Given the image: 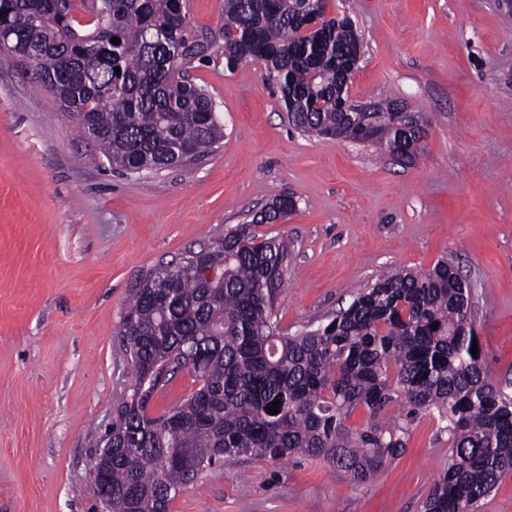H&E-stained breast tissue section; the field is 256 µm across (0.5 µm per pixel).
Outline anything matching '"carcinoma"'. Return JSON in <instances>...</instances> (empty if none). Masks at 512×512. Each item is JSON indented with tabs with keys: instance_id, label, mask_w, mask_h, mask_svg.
<instances>
[{
	"instance_id": "obj_1",
	"label": "carcinoma",
	"mask_w": 512,
	"mask_h": 512,
	"mask_svg": "<svg viewBox=\"0 0 512 512\" xmlns=\"http://www.w3.org/2000/svg\"><path fill=\"white\" fill-rule=\"evenodd\" d=\"M47 2L0 0V35L126 174L181 166L224 139L209 91L189 74L222 58L229 69L263 61L266 84L302 132L410 163L414 134L428 127L420 112L395 111L393 98L369 115L342 111L359 37L330 11L333 0H224L217 34L190 25L177 0ZM315 12L331 17L307 37L303 24ZM295 209L279 195L252 224ZM214 265L224 269L219 281L204 275ZM287 274L288 243L238 224L132 285L122 336L136 379L107 434L112 455L96 463L112 512H168L226 458L320 459L363 484L405 451L420 413L448 433V465L423 512H478L512 475V391L485 368L469 290L448 260L380 276L328 323L294 334L276 315ZM182 370L199 388L150 416L160 383ZM275 400L278 412H266ZM404 404L405 415L390 413ZM359 408L368 418L353 426Z\"/></svg>"
}]
</instances>
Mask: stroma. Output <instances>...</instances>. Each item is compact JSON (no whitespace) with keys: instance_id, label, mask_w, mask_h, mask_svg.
Here are the masks:
<instances>
[{"instance_id":"obj_1","label":"stroma","mask_w":512,"mask_h":512,"mask_svg":"<svg viewBox=\"0 0 512 512\" xmlns=\"http://www.w3.org/2000/svg\"><path fill=\"white\" fill-rule=\"evenodd\" d=\"M364 41L348 92L424 113L416 162L289 125L254 60L192 69L224 122L214 151L112 170L31 66L0 60V512H93L88 478L134 383L122 320L132 284L200 250L278 195L281 327L326 321L382 275L440 258L470 290L485 365L512 382V12L501 0H334ZM448 437L418 414L405 452L357 484L311 458L225 459L169 512H421Z\"/></svg>"}]
</instances>
